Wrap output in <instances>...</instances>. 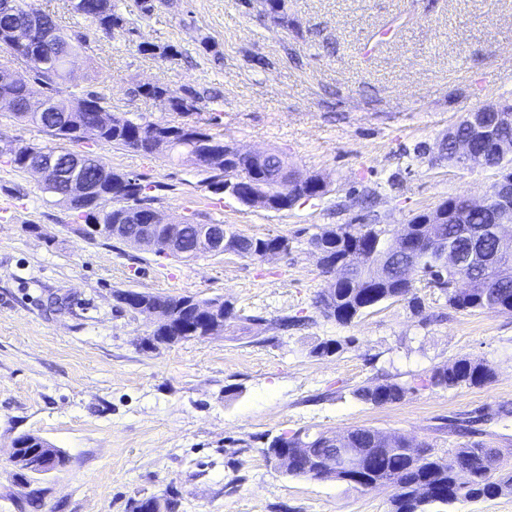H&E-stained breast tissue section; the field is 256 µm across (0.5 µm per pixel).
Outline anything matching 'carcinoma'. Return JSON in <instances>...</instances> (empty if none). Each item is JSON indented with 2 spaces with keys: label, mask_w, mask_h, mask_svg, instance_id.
<instances>
[{
  "label": "carcinoma",
  "mask_w": 512,
  "mask_h": 512,
  "mask_svg": "<svg viewBox=\"0 0 512 512\" xmlns=\"http://www.w3.org/2000/svg\"><path fill=\"white\" fill-rule=\"evenodd\" d=\"M25 10L36 18L44 21L45 28H36L31 44L20 47L11 43L10 27L12 22L0 19V50L9 54V58L0 63V95L8 94L18 101L26 100L30 94L28 86L12 79L15 66H27L38 82L52 87L66 80L69 59L78 52L87 49L88 35L76 31L68 37L65 49L61 54L41 65L35 64L33 45H41L45 35L54 31L62 37L51 15L37 6L35 0H20ZM72 10L89 19L95 27L107 33L124 30L127 19L114 10L112 0H80L72 6ZM167 86L162 83L143 84L138 93L146 98L164 103L174 112L187 114L197 110V96L189 93L191 107H186L166 97ZM111 109L105 98L94 92L67 96L51 94L38 102L27 105L14 115L25 122L40 126L54 137L56 144L52 146L28 145L22 151H15L5 144L0 147V157L6 163L20 170L26 169L28 162L36 157L55 156L58 165L67 168L73 153L66 150L65 144L79 141L76 135L78 128L93 124L98 120V112ZM102 142L116 147H123L142 152L147 155L161 156L172 162H190L199 165L192 159L202 152L224 156V135L196 123L169 124L160 126L145 118L135 121L124 112L112 113V126L102 133ZM86 166L82 174L101 183L97 195L95 209L102 224H128L127 211L137 209L150 213L154 209L157 197L150 194L151 185L137 175H130L108 170L99 174L100 168L88 162L82 156ZM208 174V186L216 187L232 179V173L210 166L202 167ZM442 247L430 248L426 244H415L411 248L413 259L420 268L421 275L408 286L400 281L399 270L403 259L391 262L388 269L389 281L377 282L371 275L360 281L356 286L338 284L334 288L324 287L314 299L315 307L328 319L339 324H348L364 311L380 303L395 298H404L414 305L420 304L416 296L417 285L426 288H440V292L448 294L443 284L453 281L460 272L442 267L441 254L443 248L468 249L469 235L484 236L483 250L473 260L474 271L468 273L469 288L464 298L448 299V304L460 311H482L512 315V274L506 269L494 268L491 272L485 269L494 264V254L498 249V239L488 230L485 216L478 212H469L462 224L439 225ZM350 225L340 224L335 228L322 232L330 237L333 245L332 255L347 258L363 268H370L378 255L393 247V242L385 238L386 229L367 225L366 234L360 243H351L346 237ZM279 237L241 236L239 256L257 259L260 246H269ZM142 300L147 308L159 312L161 316L170 317V323L154 326V336H203L206 323L200 318L184 311L182 305L185 296H170L159 293L144 292ZM202 308L216 310L224 319H241L234 309L219 299L199 300ZM493 378V369L481 360L471 358L457 359L451 364L433 369L423 383L436 388L451 389L461 386H483ZM409 388L397 382H383L369 385L356 390V396L375 406H384L401 401ZM350 446L367 450L365 464L356 475L346 479L339 474L327 477L329 481H339L357 490H367L386 482L394 488L391 500V512H430V507L448 506L458 500H475L494 498L512 494V466L503 464L498 450L488 448L484 443L476 441L468 446L456 448L448 453V458L440 457L432 452L430 445L422 443L415 447L399 434H384L370 428H358L348 432ZM308 433L296 432L288 437V447H276L277 439H272L262 453L266 460L282 474L291 477H305L317 480L318 473L302 453L308 447L305 439ZM19 440L26 443L22 452L41 456L51 452L63 467L67 463L66 455L46 440L31 434H24Z\"/></svg>",
  "instance_id": "cac0c4a2"
}]
</instances>
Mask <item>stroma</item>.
I'll return each instance as SVG.
<instances>
[{
	"instance_id": "stroma-1",
	"label": "stroma",
	"mask_w": 512,
	"mask_h": 512,
	"mask_svg": "<svg viewBox=\"0 0 512 512\" xmlns=\"http://www.w3.org/2000/svg\"><path fill=\"white\" fill-rule=\"evenodd\" d=\"M133 32L96 30L70 0H38L90 48L59 95L92 90L113 111L157 124L212 123L226 143L278 151L327 185L284 211L214 194L192 164L86 138L72 146L109 169L155 185L158 212L195 216L251 236H283L287 254L184 261L115 239L69 231L73 213L42 193L38 175L0 161V512H131L134 501L178 493V512H391L389 489L290 477L261 450L298 430L367 427L430 443L436 454L481 441L512 460V315L458 311L434 288L423 308L389 300L352 323L313 305L324 286L311 240L340 224L397 236L451 197L483 201L495 171L440 159L460 118L512 103V0H285L275 24L243 0H114ZM173 46L176 56L140 52ZM199 101L183 115L142 97L145 83ZM137 290L221 298L236 316L218 335L151 349L149 318L117 297ZM338 341L324 354L319 345ZM461 357L495 377L483 386L422 388ZM408 386L395 404L358 388ZM60 448L65 467L32 483L10 462L18 436Z\"/></svg>"
}]
</instances>
